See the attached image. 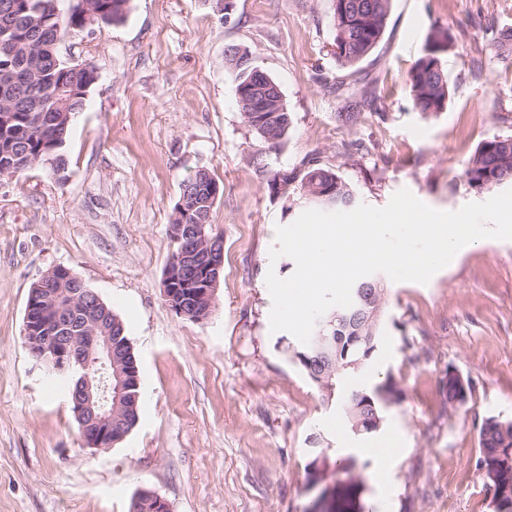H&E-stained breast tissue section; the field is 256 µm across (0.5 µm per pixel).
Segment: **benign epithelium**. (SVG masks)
Masks as SVG:
<instances>
[{
  "label": "benign epithelium",
  "mask_w": 512,
  "mask_h": 512,
  "mask_svg": "<svg viewBox=\"0 0 512 512\" xmlns=\"http://www.w3.org/2000/svg\"><path fill=\"white\" fill-rule=\"evenodd\" d=\"M237 98L263 123L264 113L278 111L284 95L258 73L238 88ZM217 196L215 182L204 179L190 186L181 202L192 203V208L181 223L171 226L180 249L175 264L165 271L168 287L163 295L177 315L195 321L210 316L224 266V241L206 234L211 213L205 206ZM102 306L96 293L79 297L68 293L61 279L59 287L40 288L32 294L23 333L25 347L36 361L70 375L79 434L84 446L95 450H108L128 435V424L138 420L140 387L134 364L124 360V349L102 325ZM74 309L84 313V324L77 329L69 324V312ZM106 374L112 380L110 386L104 383Z\"/></svg>",
  "instance_id": "7a95c632"
}]
</instances>
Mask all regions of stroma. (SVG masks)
I'll use <instances>...</instances> for the list:
<instances>
[{"mask_svg": "<svg viewBox=\"0 0 512 512\" xmlns=\"http://www.w3.org/2000/svg\"><path fill=\"white\" fill-rule=\"evenodd\" d=\"M332 15V0H131L122 22L63 37L61 60L98 72L66 170L0 179V512H130L141 490L169 512H307L335 481L311 480L314 436L361 472L365 512H493L478 439L486 417L512 420V240H481L427 284L388 282L373 358L343 383L389 378L401 392L366 435L337 430L336 396L292 358V334L271 332L266 277L295 271L269 251L307 209L308 160L372 207L403 188L441 211L489 200L462 171L482 141L512 135V56L497 48L512 0H392L382 41L352 69L333 54ZM435 29L453 38L450 96L425 120L408 73ZM230 44L249 48L292 117L265 173L250 162L263 144L236 105ZM340 112L364 119L351 130ZM201 169L221 188L224 272L195 322L161 282L180 184ZM275 172L286 194L269 189ZM56 266L122 319L138 361L139 421L106 451L83 447L67 394L24 346L30 288ZM452 368L471 383L456 408L443 394Z\"/></svg>", "mask_w": 512, "mask_h": 512, "instance_id": "35a3bbf8", "label": "stroma"}]
</instances>
